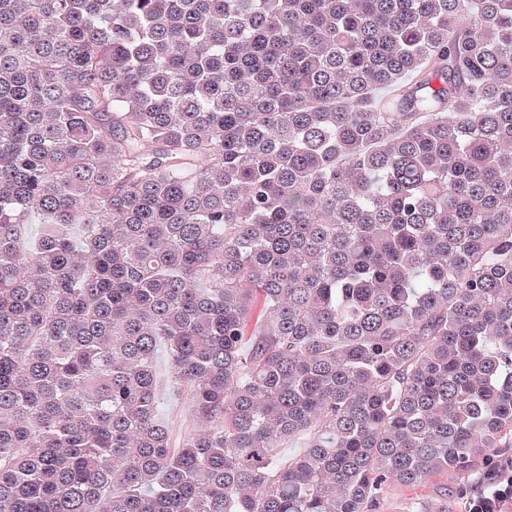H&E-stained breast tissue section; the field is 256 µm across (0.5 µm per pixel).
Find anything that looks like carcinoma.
I'll return each instance as SVG.
<instances>
[{"label":"carcinoma","mask_w":512,"mask_h":512,"mask_svg":"<svg viewBox=\"0 0 512 512\" xmlns=\"http://www.w3.org/2000/svg\"><path fill=\"white\" fill-rule=\"evenodd\" d=\"M502 448L512 0H0V512H376ZM160 374V392L166 401V421L169 427L172 448H180L185 435L196 429L186 391L172 378L166 358Z\"/></svg>","instance_id":"carcinoma-1"}]
</instances>
